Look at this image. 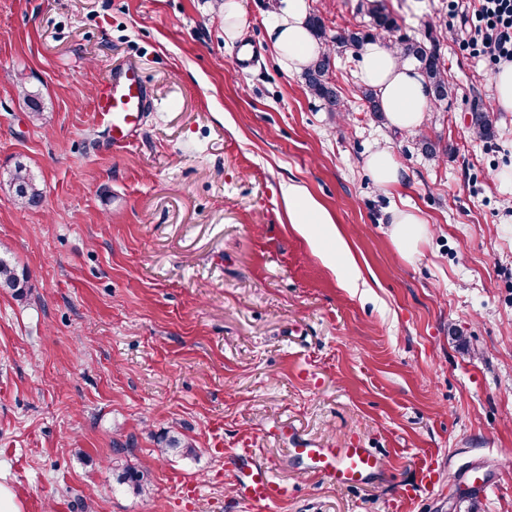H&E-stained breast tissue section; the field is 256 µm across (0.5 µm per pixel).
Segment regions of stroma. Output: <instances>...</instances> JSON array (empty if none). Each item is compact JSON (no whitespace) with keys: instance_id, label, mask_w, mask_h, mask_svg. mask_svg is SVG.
I'll use <instances>...</instances> for the list:
<instances>
[{"instance_id":"obj_1","label":"stroma","mask_w":512,"mask_h":512,"mask_svg":"<svg viewBox=\"0 0 512 512\" xmlns=\"http://www.w3.org/2000/svg\"><path fill=\"white\" fill-rule=\"evenodd\" d=\"M240 2L235 40L224 0H0V174L24 160L43 192L25 209L0 187V252L30 284L0 290V485L19 512H512V112L472 128L495 96L457 46L478 0L453 17L448 0H384L381 40L427 37L451 89L411 131L369 112L349 51L330 69L346 109L327 111L272 48L277 0ZM306 2L328 33L372 26L366 0ZM243 40L259 59L239 72ZM127 63L154 104L115 149L94 96ZM381 149L404 171L389 190L366 167ZM287 185L346 256L291 222ZM393 209L424 222L412 255ZM163 433L194 455L160 458ZM292 435L361 444L386 473L328 484ZM243 448L287 496L237 504L224 459ZM117 459L151 497L116 483ZM284 200L288 208V214L295 224H321L318 228L316 237L317 242L328 241L336 245V254L345 255L346 248L344 242L336 233V238L329 228L333 224L330 215L324 211L320 205L305 193L302 189L289 186L284 192Z\"/></svg>"}]
</instances>
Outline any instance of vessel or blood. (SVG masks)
<instances>
[{
	"mask_svg": "<svg viewBox=\"0 0 512 512\" xmlns=\"http://www.w3.org/2000/svg\"><path fill=\"white\" fill-rule=\"evenodd\" d=\"M151 104V92L133 67L113 72L111 79L103 83L96 94V110L111 121L113 148L124 147L136 139L142 117ZM290 453L307 460L311 472L338 486L378 480L386 471L382 458L358 445L316 448L296 439ZM236 471L238 500L265 505L284 498L288 492L286 485L259 459L255 449H244L236 461Z\"/></svg>",
	"mask_w": 512,
	"mask_h": 512,
	"instance_id": "b4317fda",
	"label": "vessel or blood"
}]
</instances>
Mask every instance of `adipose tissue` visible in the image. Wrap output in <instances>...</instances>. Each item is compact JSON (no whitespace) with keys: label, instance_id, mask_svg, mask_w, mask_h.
I'll use <instances>...</instances> for the list:
<instances>
[{"label":"adipose tissue","instance_id":"adipose-tissue-1","mask_svg":"<svg viewBox=\"0 0 512 512\" xmlns=\"http://www.w3.org/2000/svg\"><path fill=\"white\" fill-rule=\"evenodd\" d=\"M273 47L290 68L303 71L319 52V44L307 27L306 0H279L269 29ZM359 76L372 87L388 121L395 127L419 128L430 107L431 91L417 65L397 55L389 44L366 43L360 55ZM288 214L295 224H314L317 238L335 242L337 254H345L344 242L336 241L330 215L302 189L291 186L284 193Z\"/></svg>","mask_w":512,"mask_h":512}]
</instances>
